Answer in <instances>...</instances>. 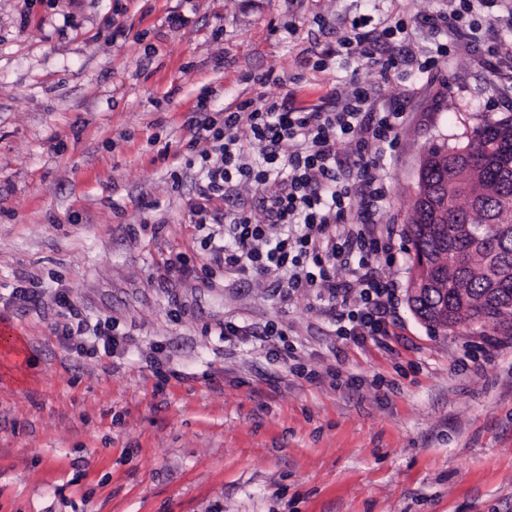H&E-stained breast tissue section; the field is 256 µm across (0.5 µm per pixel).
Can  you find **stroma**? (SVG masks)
<instances>
[{"instance_id": "35a3bbf8", "label": "stroma", "mask_w": 512, "mask_h": 512, "mask_svg": "<svg viewBox=\"0 0 512 512\" xmlns=\"http://www.w3.org/2000/svg\"><path fill=\"white\" fill-rule=\"evenodd\" d=\"M441 12L480 41L436 36ZM354 22L375 62L342 47ZM510 42L512 0H0V512H512V330H429L404 247L427 150L512 116V76L484 64ZM355 85L404 113L380 157L400 246L384 347L337 336L325 302L207 276L185 167L204 91L311 111ZM61 293L124 353L64 343ZM229 320L284 338L226 340Z\"/></svg>"}]
</instances>
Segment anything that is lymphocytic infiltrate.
Returning <instances> with one entry per match:
<instances>
[{"mask_svg": "<svg viewBox=\"0 0 512 512\" xmlns=\"http://www.w3.org/2000/svg\"><path fill=\"white\" fill-rule=\"evenodd\" d=\"M209 101L204 94L196 102L203 118L195 134L210 141L211 149L185 161L201 174L202 202L196 215L205 213V201L224 197L233 181L281 179L278 191L262 202L265 223L253 222L246 209L226 220L212 262L240 278L266 275L289 296L327 294L337 335L384 344L398 303L397 285L379 276L376 266L393 263L395 254L390 237L376 235L353 215L371 214L384 200L373 171L383 145L395 138L400 113L367 111V96L360 88L340 106L307 112L288 109L285 99L269 98L249 111L241 106L225 110L219 121L207 116ZM244 125L264 145L260 162L253 165L245 162V145L238 135ZM346 135L355 140V168L362 185L358 192L342 184L336 173ZM339 266L347 269L348 281L336 282L332 272ZM62 338L75 341L83 355H111L124 344L112 326L83 319L64 328Z\"/></svg>", "mask_w": 512, "mask_h": 512, "instance_id": "f902f5d3", "label": "lymphocytic infiltrate"}]
</instances>
